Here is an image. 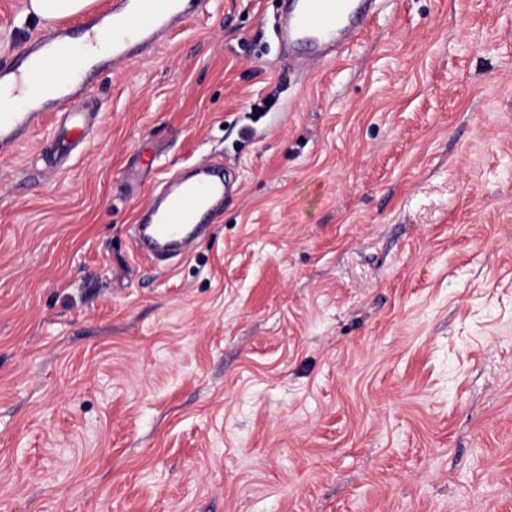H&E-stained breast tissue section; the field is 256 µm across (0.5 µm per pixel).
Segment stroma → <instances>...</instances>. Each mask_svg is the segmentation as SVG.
Segmentation results:
<instances>
[{
  "mask_svg": "<svg viewBox=\"0 0 512 512\" xmlns=\"http://www.w3.org/2000/svg\"><path fill=\"white\" fill-rule=\"evenodd\" d=\"M278 10L209 0L79 157L0 156V512H512V0H379L308 71ZM204 161L208 234L137 256Z\"/></svg>",
  "mask_w": 512,
  "mask_h": 512,
  "instance_id": "1",
  "label": "stroma"
}]
</instances>
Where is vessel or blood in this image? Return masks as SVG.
Listing matches in <instances>:
<instances>
[{
    "label": "vessel or blood",
    "mask_w": 512,
    "mask_h": 512,
    "mask_svg": "<svg viewBox=\"0 0 512 512\" xmlns=\"http://www.w3.org/2000/svg\"><path fill=\"white\" fill-rule=\"evenodd\" d=\"M374 0H285L282 27L289 46H302L309 63L344 52L349 38L367 25ZM207 0H112L111 12L81 22L86 54L72 48L73 30L58 26L0 66V156L13 153L37 124L53 119L59 163L82 147L96 115L78 100L89 94L99 74L120 68L153 47L190 10ZM227 190L219 167L200 166L136 217V251L161 259L187 250L202 220L212 216Z\"/></svg>",
    "instance_id": "1"
}]
</instances>
